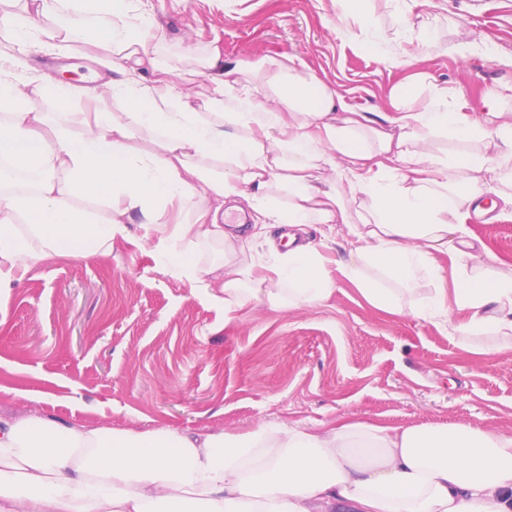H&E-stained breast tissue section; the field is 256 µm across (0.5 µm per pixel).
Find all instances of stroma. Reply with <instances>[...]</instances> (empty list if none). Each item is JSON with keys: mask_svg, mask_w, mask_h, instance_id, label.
Segmentation results:
<instances>
[{"mask_svg": "<svg viewBox=\"0 0 512 512\" xmlns=\"http://www.w3.org/2000/svg\"><path fill=\"white\" fill-rule=\"evenodd\" d=\"M168 51L213 44L225 65L304 63L349 102L388 109L390 89L423 71L480 105L512 107V0H418L407 26L395 0H365L394 51L424 28L436 45L412 70L364 54L337 30L336 0H149ZM59 85L109 78L77 51L29 59ZM107 255L50 259L0 293V418L27 411L136 432L245 433L265 423L331 427L467 425L512 435V337L454 336L447 323L391 312L337 277L330 299L225 313L221 288L172 276L138 224ZM468 229L512 268V205Z\"/></svg>", "mask_w": 512, "mask_h": 512, "instance_id": "stroma-1", "label": "stroma"}]
</instances>
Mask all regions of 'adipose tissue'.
Instances as JSON below:
<instances>
[{"mask_svg":"<svg viewBox=\"0 0 512 512\" xmlns=\"http://www.w3.org/2000/svg\"><path fill=\"white\" fill-rule=\"evenodd\" d=\"M348 14L370 34L363 51L412 63L384 48L362 0ZM0 29V292L45 260L110 253L135 221L167 272L220 281L225 312L315 306L336 286L316 245L272 246L261 260L250 248L267 225L319 224L324 238L343 234L337 267L375 305L457 336L512 335V274L489 273L466 239L482 200L512 204V113L499 91L476 112L420 73L421 109L398 85L375 116L292 61L228 67L190 45L180 73L137 0H0ZM75 43L112 79L53 89L27 63ZM196 75L209 81L205 112L175 89ZM44 95L50 110L35 111ZM112 99L126 111H109ZM436 134L461 150L437 157ZM230 196L260 223L226 231ZM209 245L218 257L198 263ZM439 253L456 272L450 302L425 290L441 278ZM0 512H512V436L365 422L185 435L34 412L0 422Z\"/></svg>","mask_w":512,"mask_h":512,"instance_id":"ef3b65f1","label":"adipose tissue"}]
</instances>
